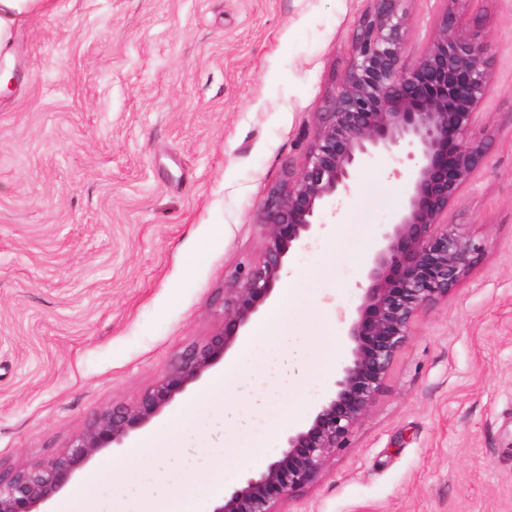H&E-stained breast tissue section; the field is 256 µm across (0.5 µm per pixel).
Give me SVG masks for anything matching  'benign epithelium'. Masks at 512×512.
<instances>
[{
    "label": "benign epithelium",
    "mask_w": 512,
    "mask_h": 512,
    "mask_svg": "<svg viewBox=\"0 0 512 512\" xmlns=\"http://www.w3.org/2000/svg\"><path fill=\"white\" fill-rule=\"evenodd\" d=\"M351 39L349 63L317 113L303 165L262 202L255 223L264 229L258 263L224 289L220 326L176 357L130 407L102 412L70 449L45 463L0 471V512H47L96 454L121 444L160 415L186 387L232 350L281 279L291 247L319 228V208L350 189L362 156L417 148L409 172L412 193L384 233L361 302L347 329L350 357L332 393L308 421L288 433L264 467L246 475L212 512H279L292 493L315 484L328 460L347 447L374 403L415 316L448 295L473 264L476 247L448 225V209L476 169L483 144L468 138L490 84L492 44L467 31L445 10L423 52L403 63L410 36L405 0H373Z\"/></svg>",
    "instance_id": "obj_1"
}]
</instances>
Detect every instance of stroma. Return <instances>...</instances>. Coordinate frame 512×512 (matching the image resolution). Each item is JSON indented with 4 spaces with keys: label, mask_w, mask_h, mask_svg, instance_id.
<instances>
[{
    "label": "stroma",
    "mask_w": 512,
    "mask_h": 512,
    "mask_svg": "<svg viewBox=\"0 0 512 512\" xmlns=\"http://www.w3.org/2000/svg\"><path fill=\"white\" fill-rule=\"evenodd\" d=\"M373 0H48L17 31L0 97V469L64 452L133 405L218 326L257 263L269 190L305 161L315 114ZM413 62L444 8L407 0ZM491 41L469 131L487 162L448 212L470 271L414 319L376 400L281 512H512V0H463ZM406 153L362 159L349 196L290 249L300 330L351 343Z\"/></svg>",
    "instance_id": "35a3bbf8"
}]
</instances>
